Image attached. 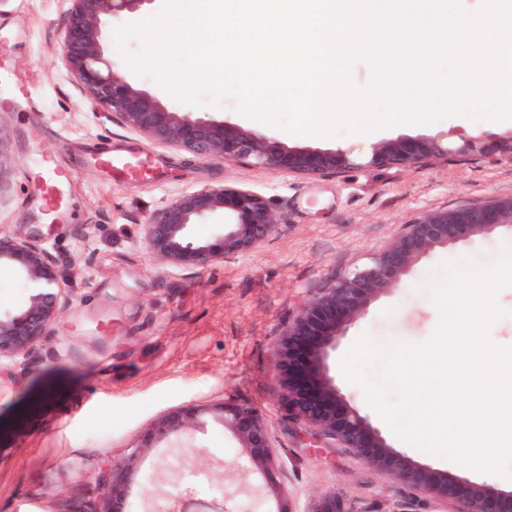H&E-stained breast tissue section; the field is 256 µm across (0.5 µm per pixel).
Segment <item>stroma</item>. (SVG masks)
Returning <instances> with one entry per match:
<instances>
[{"mask_svg": "<svg viewBox=\"0 0 512 512\" xmlns=\"http://www.w3.org/2000/svg\"><path fill=\"white\" fill-rule=\"evenodd\" d=\"M68 0H0V69L31 90L17 97L0 82V227L40 236L77 295L36 353L0 381V512H86L98 474L125 458L164 410L225 401L259 411L271 425L279 479L298 507L333 495L354 512H439L440 503L398 489L345 448H308L287 428L274 393V347L289 319L337 276L368 262L402 225L435 210L512 196V161L475 156L429 159L413 167L350 168L317 177L271 174L245 163L201 160L151 144L111 120L85 95L59 50ZM58 137L59 158L73 170L65 193L72 217L46 223L35 204L38 167L33 130ZM263 132L297 147L369 153L401 136L503 134L481 112L431 125L407 124L360 135L298 136L272 125ZM133 146L162 160L147 179L108 177L89 159L96 146ZM225 185L261 195L278 234L208 268L173 269L142 243L147 217L172 197ZM512 228L434 251L343 339L344 358L362 335L376 342L426 340L437 312L418 286L445 259L489 263ZM395 450L461 482L512 492V480L460 466L392 439ZM238 450L215 423L193 447L161 448L142 460L145 486H133L131 512H222L236 480ZM206 485L183 490L190 472ZM455 512V504L445 506Z\"/></svg>", "mask_w": 512, "mask_h": 512, "instance_id": "1", "label": "stroma"}]
</instances>
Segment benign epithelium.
<instances>
[{
    "label": "benign epithelium",
    "mask_w": 512,
    "mask_h": 512,
    "mask_svg": "<svg viewBox=\"0 0 512 512\" xmlns=\"http://www.w3.org/2000/svg\"><path fill=\"white\" fill-rule=\"evenodd\" d=\"M69 2L61 43L69 71L96 106L159 146L179 148L202 159L249 161L271 174L308 176L354 166H413L427 158L446 163L476 153L512 159V131L492 135L485 144L484 136H470L456 147L436 137H398L357 157L340 149L290 147L209 112L173 111L159 95L118 73L106 53V24L137 16L153 0ZM201 224L209 226L205 235L198 232ZM511 224L512 198L432 211L403 225L368 264L340 276L303 306L274 348L275 393L284 421L325 448L349 449L361 463L400 486L438 502H455L456 512H512L511 492L461 483L396 451L369 416L349 405L336 383L335 362L340 340L350 327L432 252ZM277 231L278 222L262 196L240 188L205 185L156 209L143 224L142 242L153 259L168 267L202 269L228 254L253 249ZM0 267L11 269L18 284L28 290L21 308H0V366H9L23 363L51 333L61 312L73 303L74 289L59 273L49 249L20 233L0 229ZM206 413L240 448V486L254 485L261 500L275 504L267 512H348L334 497L316 498L307 509L298 510L278 479L270 424L251 407L222 401L185 405L155 419L134 450L96 478L99 506L92 512H130L128 492L139 472V457L154 448H172L199 431Z\"/></svg>",
    "instance_id": "obj_1"
}]
</instances>
